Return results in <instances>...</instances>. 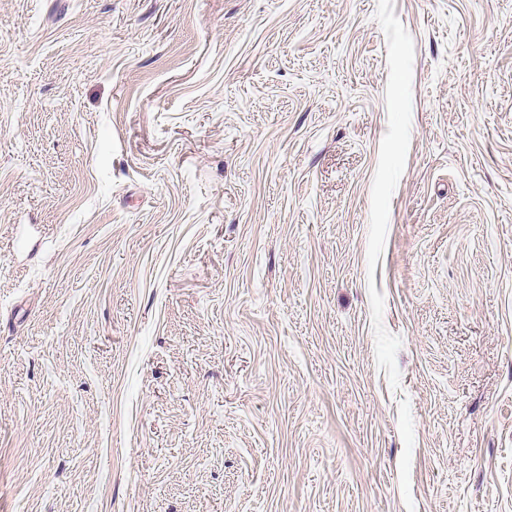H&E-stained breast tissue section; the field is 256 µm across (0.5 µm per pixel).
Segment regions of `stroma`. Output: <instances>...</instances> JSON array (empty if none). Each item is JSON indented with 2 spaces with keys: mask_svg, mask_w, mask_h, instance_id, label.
I'll use <instances>...</instances> for the list:
<instances>
[{
  "mask_svg": "<svg viewBox=\"0 0 512 512\" xmlns=\"http://www.w3.org/2000/svg\"><path fill=\"white\" fill-rule=\"evenodd\" d=\"M0 512H512V0H0Z\"/></svg>",
  "mask_w": 512,
  "mask_h": 512,
  "instance_id": "1",
  "label": "stroma"
}]
</instances>
